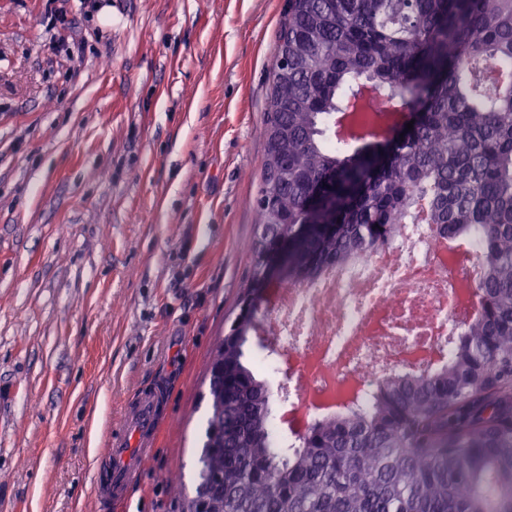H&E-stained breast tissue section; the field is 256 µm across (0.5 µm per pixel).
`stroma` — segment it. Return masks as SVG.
Segmentation results:
<instances>
[{"label":"stroma","mask_w":512,"mask_h":512,"mask_svg":"<svg viewBox=\"0 0 512 512\" xmlns=\"http://www.w3.org/2000/svg\"><path fill=\"white\" fill-rule=\"evenodd\" d=\"M285 12L0 0V512H100L99 450L147 386L158 444L117 512H182L169 485L195 487L211 353L250 273Z\"/></svg>","instance_id":"stroma-1"}]
</instances>
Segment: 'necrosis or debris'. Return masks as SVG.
Here are the masks:
<instances>
[{
  "label": "necrosis or debris",
  "mask_w": 512,
  "mask_h": 512,
  "mask_svg": "<svg viewBox=\"0 0 512 512\" xmlns=\"http://www.w3.org/2000/svg\"><path fill=\"white\" fill-rule=\"evenodd\" d=\"M435 225L406 224L397 239L302 284L276 285L266 335L293 360L290 406L306 408L327 378L368 386L405 370L409 354L448 344L459 311L447 268L436 260Z\"/></svg>",
  "instance_id": "obj_1"
}]
</instances>
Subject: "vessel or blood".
<instances>
[{
	"label": "vessel or blood",
	"mask_w": 512,
	"mask_h": 512,
	"mask_svg": "<svg viewBox=\"0 0 512 512\" xmlns=\"http://www.w3.org/2000/svg\"><path fill=\"white\" fill-rule=\"evenodd\" d=\"M164 399L157 389L144 390L122 411L123 425L108 438L98 455L94 493L101 505L128 500L134 476L154 452Z\"/></svg>",
	"instance_id": "obj_1"
}]
</instances>
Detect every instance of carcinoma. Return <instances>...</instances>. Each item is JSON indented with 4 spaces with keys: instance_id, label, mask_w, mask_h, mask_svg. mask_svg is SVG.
I'll use <instances>...</instances> for the list:
<instances>
[{
    "instance_id": "carcinoma-1",
    "label": "carcinoma",
    "mask_w": 512,
    "mask_h": 512,
    "mask_svg": "<svg viewBox=\"0 0 512 512\" xmlns=\"http://www.w3.org/2000/svg\"><path fill=\"white\" fill-rule=\"evenodd\" d=\"M273 67L249 249L264 259L301 224L299 284L387 244L427 198L430 223L475 246L484 311L445 360L376 384L277 446L272 393L246 360L261 306L212 352L209 413L186 512H512V0H295ZM370 84L419 105L413 129L351 148L328 133ZM322 183L328 206L311 211Z\"/></svg>"
}]
</instances>
